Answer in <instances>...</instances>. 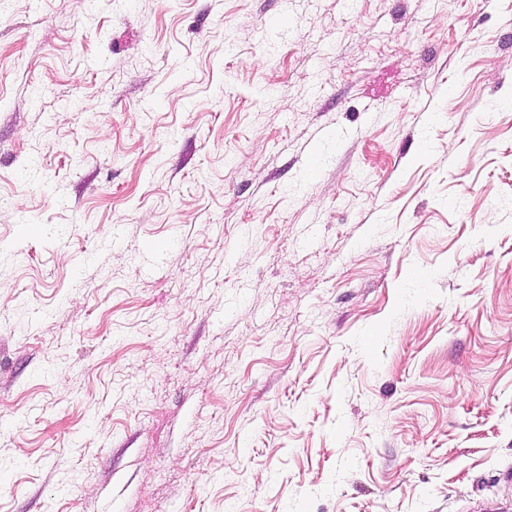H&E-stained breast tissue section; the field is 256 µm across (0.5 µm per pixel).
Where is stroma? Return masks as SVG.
I'll return each instance as SVG.
<instances>
[{
    "mask_svg": "<svg viewBox=\"0 0 512 512\" xmlns=\"http://www.w3.org/2000/svg\"><path fill=\"white\" fill-rule=\"evenodd\" d=\"M511 467L512 0H0V512Z\"/></svg>",
    "mask_w": 512,
    "mask_h": 512,
    "instance_id": "35a3bbf8",
    "label": "stroma"
}]
</instances>
